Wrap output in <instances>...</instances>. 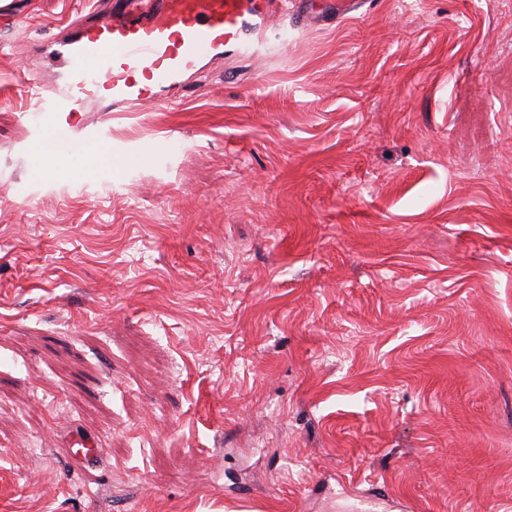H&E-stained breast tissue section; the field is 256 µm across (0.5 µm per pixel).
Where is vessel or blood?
Wrapping results in <instances>:
<instances>
[{"mask_svg": "<svg viewBox=\"0 0 512 512\" xmlns=\"http://www.w3.org/2000/svg\"><path fill=\"white\" fill-rule=\"evenodd\" d=\"M360 0H328L314 9L295 0L292 19L331 25ZM274 0H115L72 21L57 39L62 78L39 96L49 112L80 113L93 102L111 109L157 103L188 86L204 62L249 59L264 40Z\"/></svg>", "mask_w": 512, "mask_h": 512, "instance_id": "1", "label": "vessel or blood"}]
</instances>
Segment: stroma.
Segmentation results:
<instances>
[{
	"instance_id": "stroma-1",
	"label": "stroma",
	"mask_w": 512,
	"mask_h": 512,
	"mask_svg": "<svg viewBox=\"0 0 512 512\" xmlns=\"http://www.w3.org/2000/svg\"><path fill=\"white\" fill-rule=\"evenodd\" d=\"M96 6L0 25V512H512V0L279 17L173 101L42 111Z\"/></svg>"
}]
</instances>
